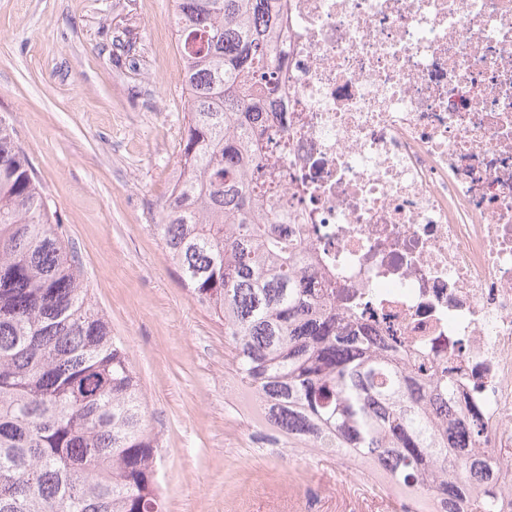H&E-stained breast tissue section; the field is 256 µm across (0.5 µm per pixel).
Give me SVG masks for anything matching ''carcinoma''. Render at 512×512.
I'll return each mask as SVG.
<instances>
[{"label": "carcinoma", "mask_w": 512, "mask_h": 512, "mask_svg": "<svg viewBox=\"0 0 512 512\" xmlns=\"http://www.w3.org/2000/svg\"><path fill=\"white\" fill-rule=\"evenodd\" d=\"M271 0H175L187 128L154 231L224 323L231 370L278 436L353 453L435 512H496L476 489L454 384L357 332L261 211L260 111L278 90ZM158 442L123 343L89 296L31 161L0 121V512H162Z\"/></svg>", "instance_id": "carcinoma-1"}]
</instances>
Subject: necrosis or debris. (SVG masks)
I'll use <instances>...</instances> for the list:
<instances>
[{"mask_svg":"<svg viewBox=\"0 0 512 512\" xmlns=\"http://www.w3.org/2000/svg\"><path fill=\"white\" fill-rule=\"evenodd\" d=\"M261 189L303 272L479 409L512 512V0H278Z\"/></svg>","mask_w":512,"mask_h":512,"instance_id":"obj_1","label":"necrosis or debris"}]
</instances>
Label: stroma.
<instances>
[{"label": "stroma", "instance_id": "35a3bbf8", "mask_svg": "<svg viewBox=\"0 0 512 512\" xmlns=\"http://www.w3.org/2000/svg\"><path fill=\"white\" fill-rule=\"evenodd\" d=\"M174 0H0V117L127 347L166 512H385L333 458L238 411L224 326L154 231L187 123Z\"/></svg>", "mask_w": 512, "mask_h": 512}]
</instances>
